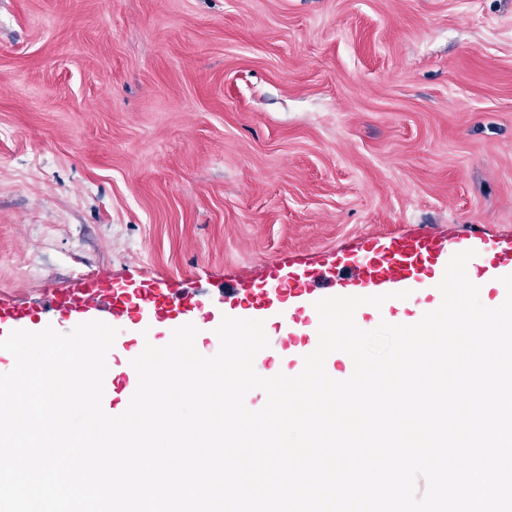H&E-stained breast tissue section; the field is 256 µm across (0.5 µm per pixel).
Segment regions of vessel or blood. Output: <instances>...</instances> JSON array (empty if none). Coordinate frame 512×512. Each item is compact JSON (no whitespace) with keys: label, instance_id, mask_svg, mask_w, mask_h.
<instances>
[{"label":"vessel or blood","instance_id":"vessel-or-blood-1","mask_svg":"<svg viewBox=\"0 0 512 512\" xmlns=\"http://www.w3.org/2000/svg\"><path fill=\"white\" fill-rule=\"evenodd\" d=\"M468 243H448L440 238L414 234L386 240H365L359 253L337 255L338 280L334 290L338 296H373L400 292L407 286L432 278L447 253L471 249ZM474 276L487 281L491 271L512 270V243L486 242L473 247ZM271 286L234 288L188 296L172 288L166 280L156 279L139 288H117L82 277L64 291L54 294V309L60 316L95 313L97 320L117 326L128 319L140 320L144 327L165 323L180 327L193 323L223 306L227 294L239 296L241 301L256 309L266 310L271 316H296L304 312L309 323L319 316L314 308L318 299L317 287L327 276L321 267L304 265L288 274L274 273ZM37 308L23 306L0 296V324L8 323L16 329L25 328L37 316Z\"/></svg>","mask_w":512,"mask_h":512}]
</instances>
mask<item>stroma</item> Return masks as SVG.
<instances>
[{"instance_id": "stroma-1", "label": "stroma", "mask_w": 512, "mask_h": 512, "mask_svg": "<svg viewBox=\"0 0 512 512\" xmlns=\"http://www.w3.org/2000/svg\"><path fill=\"white\" fill-rule=\"evenodd\" d=\"M512 240V0H0V295ZM306 329L254 368L296 374Z\"/></svg>"}]
</instances>
